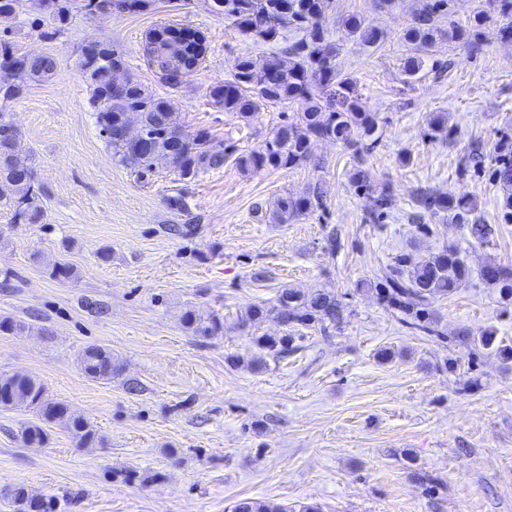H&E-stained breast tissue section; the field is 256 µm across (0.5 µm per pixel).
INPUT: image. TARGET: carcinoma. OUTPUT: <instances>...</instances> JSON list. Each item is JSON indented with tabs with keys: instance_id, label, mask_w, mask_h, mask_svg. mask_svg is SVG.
Here are the masks:
<instances>
[{
	"instance_id": "carcinoma-1",
	"label": "carcinoma",
	"mask_w": 512,
	"mask_h": 512,
	"mask_svg": "<svg viewBox=\"0 0 512 512\" xmlns=\"http://www.w3.org/2000/svg\"><path fill=\"white\" fill-rule=\"evenodd\" d=\"M154 0H112V8L128 13L149 9ZM212 12L224 15L244 34L263 42H276L281 31L292 28L302 36L258 65L247 57L237 58L233 80L210 86V102L242 119H249L262 106L299 105L297 117L275 127L263 147L239 158L242 168L270 167L290 169L305 162L315 139H332L355 147L365 138L378 133L376 113L367 112L361 105L355 79L336 64V44L323 28L322 17L330 8L331 0H208ZM453 0H421L415 22L406 29L404 40L409 45L403 72L414 78L423 66L422 48L433 42L439 32L438 22L452 15ZM43 17L33 21L39 28L45 24L50 30L46 37L60 35L73 16L71 0H38ZM512 19V0H486L473 11L467 24L448 21V35L464 40L469 48H480L478 30L494 18ZM345 26L365 47H374L383 34L364 25L360 17L346 18ZM161 42L179 47V58H173L159 46L144 44L143 51L160 71L199 61L206 53L204 37L184 28L159 27ZM57 68L51 55L31 56L20 51L18 42L8 31L0 32V100L15 101L24 94L23 85L10 79L9 73L18 70L29 78L45 81L53 77ZM80 70L89 92V103L96 112L100 135L112 148L119 162L137 170L144 178L154 174L160 165L173 167L181 180L191 181L199 174L224 167L227 154L210 144L208 133L201 130L195 137L186 136L176 118V108L170 99L153 94L136 78L126 86L115 84L116 73L128 71L124 54L112 46L90 41L81 50ZM337 90L340 108L326 110L321 94ZM136 117L143 138L130 139L123 130L131 117ZM19 130L0 112V198L12 201L13 218L17 222L38 224L43 218L41 197L44 190L34 184L32 159L18 149ZM497 158L492 170L494 181L507 193L504 195L503 216L512 221V137H503L496 144ZM371 207L367 218L373 220L392 205L389 191L381 188L370 192ZM426 213L437 214L448 209L468 224L473 238L480 242L492 234L488 224L471 220L474 207L464 196L455 199L435 191L422 192L417 199ZM321 205L319 195L276 199L270 210L275 224L307 214ZM470 270L457 249L445 250L412 261L408 256L398 258L396 265L383 271L373 283L379 299L400 313L407 325L435 333L431 327L432 314L429 299L436 295L448 296L464 287ZM481 276L499 289L501 297L512 298V266L487 265ZM267 310L261 305L247 309L240 318L247 329L262 321ZM344 318L343 302L327 292L304 294L295 288H284L277 297V319L285 328L280 336H260L259 349L274 358L283 359L296 350L294 342L304 330L327 331ZM186 320L196 325V332L209 336L222 328L218 318L204 324L193 312ZM458 342L472 350H489L503 362L512 361V345L504 343L496 332L488 330L472 336L466 330L458 334ZM83 373L91 378L110 380L118 368L112 362V353L97 346L84 349L79 358ZM0 407L29 408L38 413L39 421L20 430V440L26 444H42L48 438L46 424H54L68 432L74 445L87 448L97 440L94 426L71 406L46 396L43 384L19 375H0ZM16 512H34L35 499L22 488L12 491ZM233 512H288L282 505L258 499H243L233 506Z\"/></svg>"
}]
</instances>
